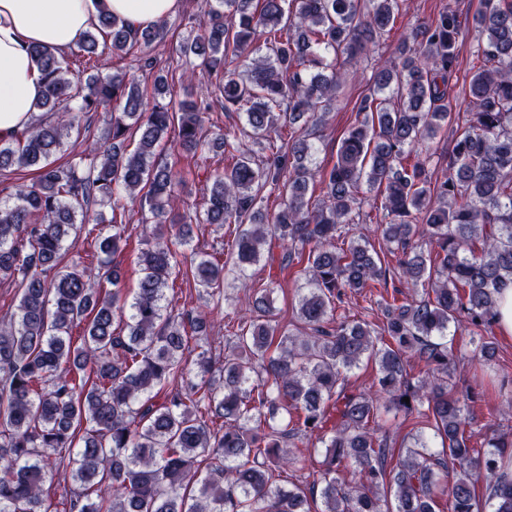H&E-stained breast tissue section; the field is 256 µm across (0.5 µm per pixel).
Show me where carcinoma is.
<instances>
[{"instance_id":"cac0c4a2","label":"carcinoma","mask_w":512,"mask_h":512,"mask_svg":"<svg viewBox=\"0 0 512 512\" xmlns=\"http://www.w3.org/2000/svg\"><path fill=\"white\" fill-rule=\"evenodd\" d=\"M397 7L215 0L200 32L179 44L180 55L201 59L215 79L224 110L245 112L256 139L267 142L255 156L231 133L215 138L234 162L205 177L196 222L248 224L232 244L243 277L269 236L305 276L295 330L271 323L267 296H255L226 337L222 378H206L216 359L203 351L197 383L186 378L183 354L188 337L207 335L208 321L175 312L165 289L185 271L204 290L221 291L223 253L181 250L190 225L174 207L177 172L158 149L175 125L176 143L200 145V105L185 100L178 113L151 105L124 72L102 78L71 68L56 48H32L45 86L38 115L0 140L1 176L36 172L0 205V279L20 292L16 310L0 320V512H51L44 485L65 464L74 482L64 490L69 512H312L318 500L320 512H444L443 499L450 512H481V482L487 512H512V435L491 419L487 449L474 448L466 415L484 394L448 382L450 328L469 329L473 358L492 361L495 342L484 331L497 324L499 290L512 282V0H479L468 115L441 177L427 175L421 155L450 117V79L468 31L450 3L404 31L397 61L373 70L357 106L363 118L341 139L315 204V150L303 137L282 141L278 127L277 109L315 132V109L336 100L340 58L377 46ZM163 27L134 31L102 10L77 55L99 70L129 46L150 48ZM261 37L269 53L257 56ZM230 58L243 62L246 78L227 67ZM139 68L154 73L156 92L169 90L157 58L142 56ZM101 110L104 149L56 163L64 132ZM268 186L282 202L265 216L256 205ZM364 187L381 197V244L351 240L338 251ZM124 192L141 196L156 224L154 241L140 240L141 277L127 306L119 257L130 236L116 220ZM93 204L111 209L112 234L86 228ZM83 230L95 235L97 256L65 261L69 233ZM395 252L406 283L430 288L411 299L394 290L377 324L336 320L347 293L387 281L384 255ZM124 317L125 335L116 331ZM365 359L377 365L373 394L347 381ZM164 386L170 396L153 402ZM384 399L417 425L398 455L378 434ZM313 433L325 448L319 479L304 488L277 483L276 470L306 461L301 445Z\"/></svg>"}]
</instances>
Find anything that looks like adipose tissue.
<instances>
[{"mask_svg": "<svg viewBox=\"0 0 512 512\" xmlns=\"http://www.w3.org/2000/svg\"><path fill=\"white\" fill-rule=\"evenodd\" d=\"M178 0H0V139L29 126L44 87L31 46H74L100 9L135 28L175 13Z\"/></svg>", "mask_w": 512, "mask_h": 512, "instance_id": "ef3b65f1", "label": "adipose tissue"}]
</instances>
